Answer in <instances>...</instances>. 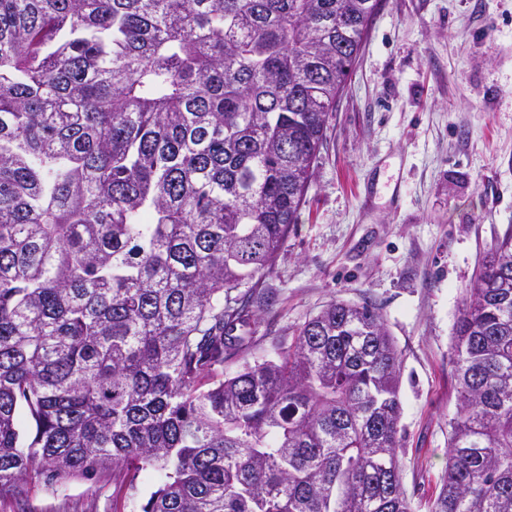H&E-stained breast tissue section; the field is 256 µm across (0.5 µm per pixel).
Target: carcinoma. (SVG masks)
<instances>
[{"instance_id": "1", "label": "carcinoma", "mask_w": 512, "mask_h": 512, "mask_svg": "<svg viewBox=\"0 0 512 512\" xmlns=\"http://www.w3.org/2000/svg\"><path fill=\"white\" fill-rule=\"evenodd\" d=\"M378 6L0 0V498L112 467L163 480L142 512H414L369 306L224 375ZM453 350L431 512H512L511 230Z\"/></svg>"}]
</instances>
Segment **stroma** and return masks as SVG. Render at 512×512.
<instances>
[{
    "instance_id": "35a3bbf8",
    "label": "stroma",
    "mask_w": 512,
    "mask_h": 512,
    "mask_svg": "<svg viewBox=\"0 0 512 512\" xmlns=\"http://www.w3.org/2000/svg\"><path fill=\"white\" fill-rule=\"evenodd\" d=\"M511 227L512 0H381L250 331L267 351L331 301L374 307L401 354L398 461L417 512L447 465L454 325ZM159 485L111 468L32 490L29 512H142Z\"/></svg>"
}]
</instances>
